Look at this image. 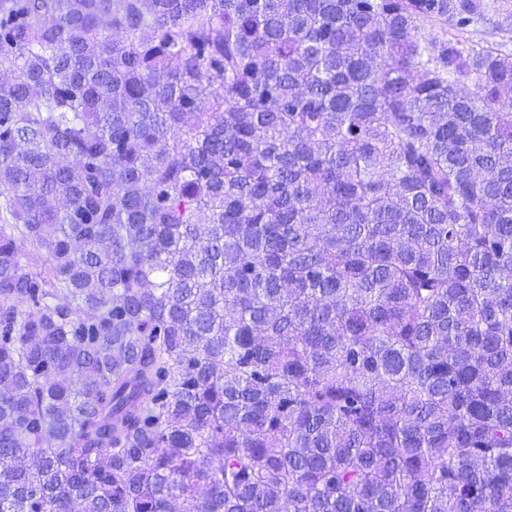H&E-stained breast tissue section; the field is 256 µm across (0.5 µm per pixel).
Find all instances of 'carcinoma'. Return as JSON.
Returning <instances> with one entry per match:
<instances>
[{"label": "carcinoma", "instance_id": "cac0c4a2", "mask_svg": "<svg viewBox=\"0 0 512 512\" xmlns=\"http://www.w3.org/2000/svg\"><path fill=\"white\" fill-rule=\"evenodd\" d=\"M488 8L0 0V512H512Z\"/></svg>", "mask_w": 512, "mask_h": 512}]
</instances>
